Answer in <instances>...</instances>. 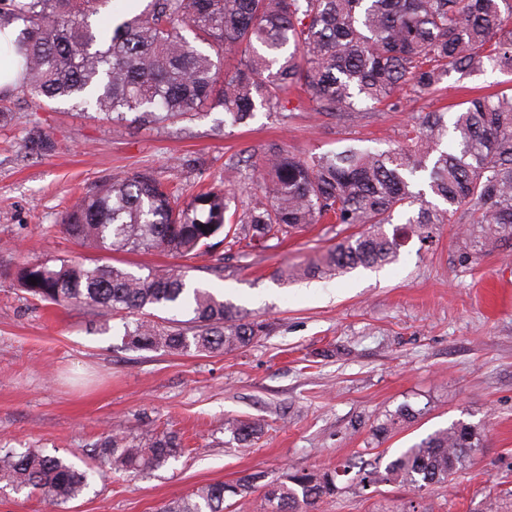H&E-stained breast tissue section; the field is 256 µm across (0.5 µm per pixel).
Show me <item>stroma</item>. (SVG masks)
Listing matches in <instances>:
<instances>
[{
    "label": "stroma",
    "mask_w": 512,
    "mask_h": 512,
    "mask_svg": "<svg viewBox=\"0 0 512 512\" xmlns=\"http://www.w3.org/2000/svg\"><path fill=\"white\" fill-rule=\"evenodd\" d=\"M511 87L512 76L497 70L453 72L437 94L402 90L396 109L355 123L315 112L291 92L284 110L235 128L218 110L133 128L20 102L15 119L0 124V443L71 458L107 429L178 431L186 448L173 465L136 478L95 477L66 509L155 512L198 486L251 473L325 472L360 457L382 468L400 449L461 420L478 428L483 446L447 483L365 488L352 468L316 512H512L511 244L471 264L462 259L458 225H441L423 243L398 223V258L379 271L277 280V268L335 243L336 225L318 224L281 244L196 259L189 281L222 292L267 326L257 342L228 354L126 350L120 321L42 306L14 279L20 264L83 255L58 217L109 175L150 169L238 193L232 162L268 145L299 154L348 144L384 149L403 140L420 112ZM37 131L48 135L49 149L31 147ZM404 405L419 417L374 436ZM231 418L261 423V438L238 445L224 431Z\"/></svg>",
    "instance_id": "35a3bbf8"
}]
</instances>
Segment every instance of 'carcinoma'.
Returning a JSON list of instances; mask_svg holds the SVG:
<instances>
[{
  "mask_svg": "<svg viewBox=\"0 0 512 512\" xmlns=\"http://www.w3.org/2000/svg\"><path fill=\"white\" fill-rule=\"evenodd\" d=\"M112 2L0 0V27L22 23L14 91L33 111L63 102L114 122L159 124L220 108L224 125L236 126L297 88L315 111L355 122L396 108L405 85L418 96L438 92L451 70L512 74V0H148L117 17ZM251 167L256 186L237 204L217 185L195 190L148 169L117 174L84 189L60 225L80 247L186 260L220 246L242 252L282 242L314 224L361 228L319 257L277 270L287 281L396 261L399 243L385 225L397 216L423 242L442 224L466 225V260L512 242V94L505 91L462 101L450 117L425 112L404 141L384 150L350 145L298 156L272 144ZM187 273L186 265L139 274L121 261L82 258L23 263L15 279L36 302L120 319L122 344L133 351L228 353L264 333V322L191 286ZM147 309L174 317L159 324ZM415 415L403 406L377 432ZM224 431L247 444L261 426L228 420ZM480 447L474 427L455 421L400 449L384 471L362 468V481L418 490L446 483ZM183 453L178 432L154 428L103 433L87 449L94 467L3 444L0 483L37 492L55 509L78 498L97 468L145 474ZM338 476L285 471L259 486L260 475L248 474L201 486L158 512H226V501L241 507L257 491L264 512H312L336 495Z\"/></svg>",
  "mask_w": 512,
  "mask_h": 512,
  "instance_id": "cac0c4a2",
  "label": "carcinoma"
}]
</instances>
